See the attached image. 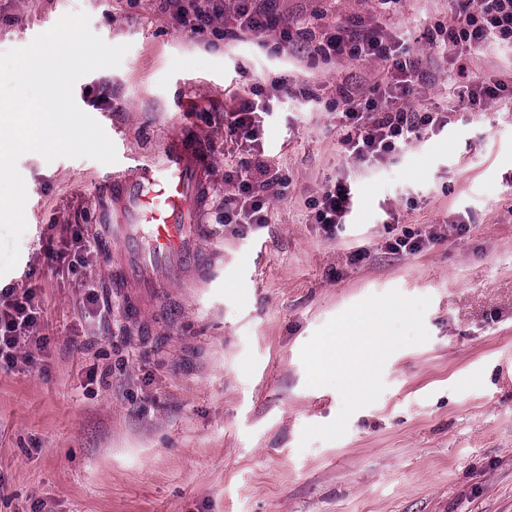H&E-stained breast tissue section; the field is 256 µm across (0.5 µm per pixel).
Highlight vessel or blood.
<instances>
[{
  "label": "vessel or blood",
  "instance_id": "1",
  "mask_svg": "<svg viewBox=\"0 0 512 512\" xmlns=\"http://www.w3.org/2000/svg\"><path fill=\"white\" fill-rule=\"evenodd\" d=\"M210 163L207 144L183 127L167 141L161 163L140 159L113 173L108 189L117 220L111 238L119 246L120 270L135 309L162 292L166 270L213 276L214 262L201 249L208 234L201 215Z\"/></svg>",
  "mask_w": 512,
  "mask_h": 512
}]
</instances>
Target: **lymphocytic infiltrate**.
<instances>
[{
    "mask_svg": "<svg viewBox=\"0 0 512 512\" xmlns=\"http://www.w3.org/2000/svg\"><path fill=\"white\" fill-rule=\"evenodd\" d=\"M174 27L185 34H196L210 26L220 10L214 0H177ZM253 0H240L236 25L224 30L225 39L241 41L260 31L278 29V43L290 52L293 37L290 28L279 26L266 10L253 7ZM435 41L441 50H454L460 61L457 75L464 81L458 100L471 109L496 100L506 89L502 83L474 79L464 55L487 45L512 53V0H458L453 24L438 27ZM322 60L346 57L357 61L381 60L388 69L369 93L342 86L337 90L339 109V144L356 163L371 167L400 151L425 129H440L448 123L442 112H421L408 106L414 92L413 77L417 60L402 37L376 27L353 22L334 27L315 47ZM268 106L263 99H243L224 115V138L238 146V156L224 172L228 190L224 194V221L228 224L262 225L268 221L270 197L281 194L288 184L281 168L268 161L263 144V117ZM314 221L326 233L345 224L355 207L350 183L337 180L318 198L309 202ZM69 235L58 242H47L45 260L55 271L76 269L91 253L93 244L82 225L68 227ZM42 307L33 290L0 289V361L14 363L20 340H28L32 351L25 355L28 365H37L38 352L44 351L46 339L39 334Z\"/></svg>",
    "mask_w": 512,
    "mask_h": 512,
    "instance_id": "obj_1",
    "label": "lymphocytic infiltrate"
}]
</instances>
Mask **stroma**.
Here are the masks:
<instances>
[{"label":"stroma","mask_w":512,"mask_h":512,"mask_svg":"<svg viewBox=\"0 0 512 512\" xmlns=\"http://www.w3.org/2000/svg\"><path fill=\"white\" fill-rule=\"evenodd\" d=\"M454 0H278L281 22L307 21L298 56L263 46L228 49L223 19L187 37L164 0H0V53L22 48L64 15L129 50L74 88L118 160L159 158L188 125L211 151L203 247L219 269L167 287L129 314L112 286L105 227L115 167L89 158L18 161L27 229L0 288L31 287L44 309L40 367L0 368V512H512V55L477 50L478 79L504 81L501 98L454 112L452 53L429 42L451 23ZM379 25L418 62L410 107L444 112L393 163L361 169L341 151L336 89L371 87L382 61L310 58L326 27ZM289 74L292 90L272 82ZM260 89L269 102L265 151L289 176L269 222H224V171L236 146L224 114ZM350 179L356 205L334 234L311 223L307 201ZM87 214L97 253L76 274L44 259L49 237ZM433 235L415 254L385 248L387 226ZM466 232H458V225ZM95 291L96 303L85 300ZM427 296V343L400 349L379 399L335 441L301 445L302 431L338 415L331 387H309L303 345L371 295Z\"/></svg>","instance_id":"obj_1"}]
</instances>
